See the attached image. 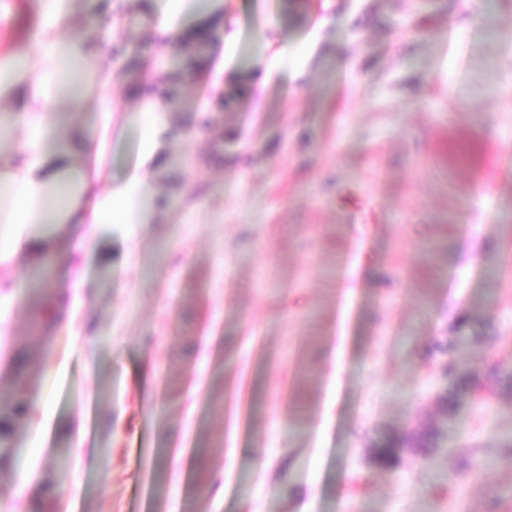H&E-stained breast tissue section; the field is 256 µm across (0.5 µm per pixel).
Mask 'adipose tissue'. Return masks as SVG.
Returning <instances> with one entry per match:
<instances>
[{"label": "adipose tissue", "instance_id": "ef3b65f1", "mask_svg": "<svg viewBox=\"0 0 512 512\" xmlns=\"http://www.w3.org/2000/svg\"><path fill=\"white\" fill-rule=\"evenodd\" d=\"M190 0H146L159 40L172 47L192 44L195 35L174 25ZM77 0H41L38 22L24 50L0 52V139L15 142L0 153V224L8 225L0 243V264L16 257L39 265L45 255L69 258L83 242L76 230L99 224H148L155 217L154 158L163 146L168 106L135 85L141 110L150 122L146 147L132 173L100 193L87 161L99 146L84 126L59 128L58 112H82L96 104L111 113L106 95L116 75L103 65L107 46L74 33Z\"/></svg>", "mask_w": 512, "mask_h": 512}]
</instances>
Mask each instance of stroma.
Wrapping results in <instances>:
<instances>
[{
	"label": "stroma",
	"mask_w": 512,
	"mask_h": 512,
	"mask_svg": "<svg viewBox=\"0 0 512 512\" xmlns=\"http://www.w3.org/2000/svg\"><path fill=\"white\" fill-rule=\"evenodd\" d=\"M109 11L114 130L74 118L107 191L145 146L125 82L163 75L161 212L98 226L72 318L36 321L63 264L0 270V398L34 409L0 512H512V0H224L170 49ZM37 20L0 0V49Z\"/></svg>",
	"instance_id": "1"
}]
</instances>
